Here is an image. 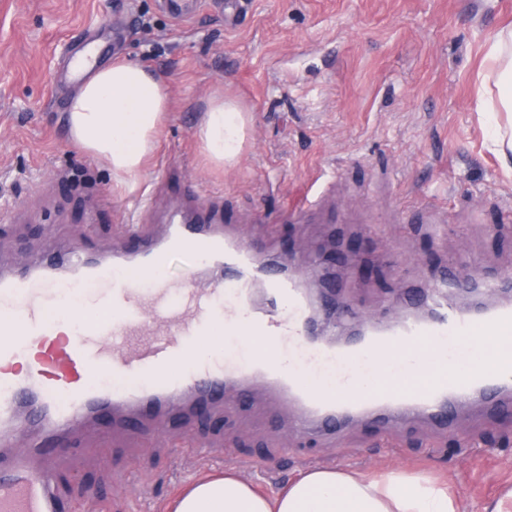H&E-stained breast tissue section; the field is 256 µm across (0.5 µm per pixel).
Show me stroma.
Segmentation results:
<instances>
[{
  "label": "stroma",
  "mask_w": 512,
  "mask_h": 512,
  "mask_svg": "<svg viewBox=\"0 0 512 512\" xmlns=\"http://www.w3.org/2000/svg\"><path fill=\"white\" fill-rule=\"evenodd\" d=\"M506 23L512 0H252L231 26L206 10L176 23L157 0H0V265L46 244L120 249L126 225L160 232L172 204L200 197L310 288L336 280L332 333L360 314L396 316L407 286L451 261L464 281L500 277L512 269V165L490 133L512 118L475 111L474 98L486 37ZM87 30L116 61L157 45L146 66L169 84L131 194L73 145V91L53 84L63 45ZM219 92L249 117L224 168L197 136ZM50 453L63 512H167L211 473L272 492L311 469L441 476L492 512L512 490V415L468 409L452 430L418 421L386 437L355 423L329 445L298 438L258 389L231 412L124 430L105 416Z\"/></svg>",
  "instance_id": "35a3bbf8"
}]
</instances>
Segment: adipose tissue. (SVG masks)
Returning a JSON list of instances; mask_svg holds the SVG:
<instances>
[{"mask_svg":"<svg viewBox=\"0 0 512 512\" xmlns=\"http://www.w3.org/2000/svg\"><path fill=\"white\" fill-rule=\"evenodd\" d=\"M487 65L477 89L480 112H512V25L487 39ZM170 94L161 74L121 61L97 69L68 104L75 145L103 159L118 187L130 191L154 150ZM241 107L213 96L202 114L198 137L216 165L234 162L244 141ZM447 483L404 474L368 476L354 471L314 470L271 494L256 492L232 476L202 478L172 504L171 512H458Z\"/></svg>","mask_w":512,"mask_h":512,"instance_id":"ef3b65f1","label":"adipose tissue"}]
</instances>
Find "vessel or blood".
<instances>
[{
  "label": "vessel or blood",
  "instance_id": "obj_1",
  "mask_svg": "<svg viewBox=\"0 0 512 512\" xmlns=\"http://www.w3.org/2000/svg\"><path fill=\"white\" fill-rule=\"evenodd\" d=\"M178 22L196 18L200 0H163ZM62 85L90 73L93 47L66 46ZM134 246L89 256L47 246L30 266L0 268V512H61L53 467L42 445L16 449L11 426L26 413L56 432L104 410L117 421L190 415L220 403L229 386L263 383L293 406V428L338 440L370 417L382 433L416 417L448 428L457 409L479 402L512 409V302L462 307L443 295L453 267L438 272L426 298L434 316L408 312L340 345L311 331V301L288 270L258 244L201 210L172 215L162 236L130 225ZM191 270L192 287L171 279L172 260ZM264 305H257L256 296ZM75 308L108 310L89 327ZM244 337L247 354L198 351L214 324ZM197 356H190V349Z\"/></svg>",
  "mask_w": 512,
  "mask_h": 512
}]
</instances>
